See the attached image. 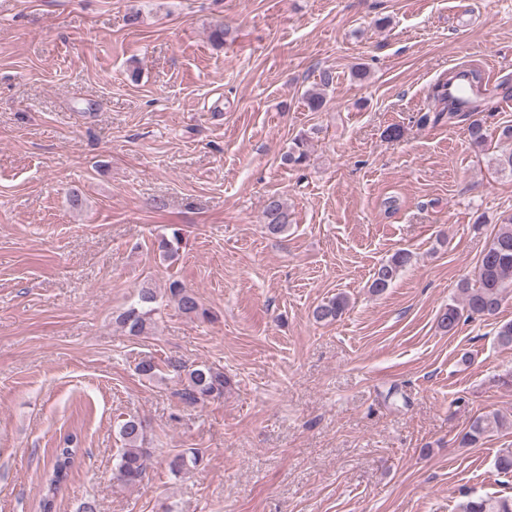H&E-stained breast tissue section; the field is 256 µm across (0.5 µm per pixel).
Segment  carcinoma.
Wrapping results in <instances>:
<instances>
[{"label": "carcinoma", "mask_w": 512, "mask_h": 512, "mask_svg": "<svg viewBox=\"0 0 512 512\" xmlns=\"http://www.w3.org/2000/svg\"><path fill=\"white\" fill-rule=\"evenodd\" d=\"M453 76L438 81L433 87L432 99L440 107L434 121L448 117V122L456 120L468 122V133L472 145L483 147L486 143L484 123L474 118L476 106L468 109L459 108L448 99V84ZM332 72L324 70L319 74V82L306 90L303 100L311 112L322 111L327 104L325 90L333 84ZM502 137L511 144L509 150L496 158L497 165L512 171V126L502 130ZM308 159V136L303 133L296 136L288 150L281 156V163L287 167H301ZM263 224L266 233L279 237L288 232L291 215L288 206L278 196H272L263 211ZM183 228L170 226V235H163L158 241L157 249L164 259H173L179 255L184 243ZM411 261V254L405 250L394 253L389 260L382 263L375 271L370 284L374 294H382L394 283L399 272ZM461 302H451L444 307L438 316V327L452 333L458 326L461 317L489 319L498 315L501 305L512 294V216L498 225L490 243L484 250L475 273V283L467 280L459 286ZM167 297L173 301L183 314L209 322L213 314L200 301L196 292L180 280H172L168 287L159 290L149 281L139 285L136 300L124 308L115 318V322L130 336H150L156 327L158 300ZM348 307L347 298L336 295L313 309V317L323 324H331L342 317ZM175 370L184 374L181 378L183 389L181 399L187 405L204 404L210 400L224 396V390L231 385L229 377L218 368L198 365L189 368L178 365ZM512 424L498 414L485 415L474 419L462 438L461 444L473 447L482 441L492 427L503 428ZM148 425L145 421L133 416L124 420L119 426V435L124 443L118 463L115 467L114 479L123 487H140L143 485L150 449L146 447ZM72 440L65 441L62 448L52 449L49 462L43 470L47 492L40 501V512H56L55 492L65 483L74 467L79 449L71 447ZM202 460L197 451L178 453L166 461L169 471L179 476L187 474L199 466ZM494 466L504 475L512 474V448H502L498 452ZM459 512H512V497H474L459 504Z\"/></svg>", "instance_id": "carcinoma-1"}]
</instances>
